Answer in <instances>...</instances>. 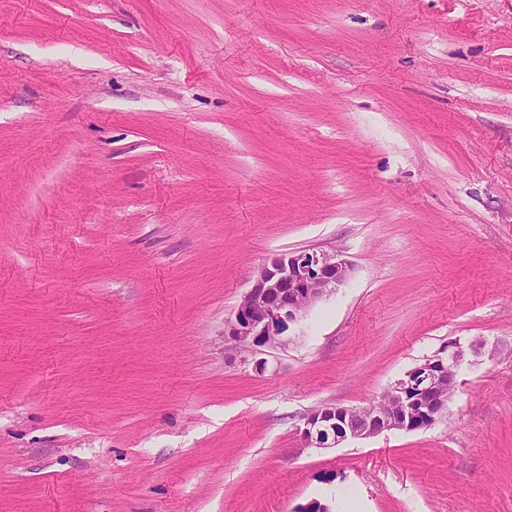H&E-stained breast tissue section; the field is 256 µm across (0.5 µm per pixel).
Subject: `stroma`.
<instances>
[{
    "label": "stroma",
    "mask_w": 512,
    "mask_h": 512,
    "mask_svg": "<svg viewBox=\"0 0 512 512\" xmlns=\"http://www.w3.org/2000/svg\"><path fill=\"white\" fill-rule=\"evenodd\" d=\"M455 341L434 426L304 445ZM314 499L512 512V0H0V512ZM349 263L337 254L294 250L275 254L257 270L224 334L238 342L278 345L326 293L348 278Z\"/></svg>",
    "instance_id": "1"
}]
</instances>
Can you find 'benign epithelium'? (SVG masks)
I'll return each instance as SVG.
<instances>
[{
    "label": "benign epithelium",
    "instance_id": "benign-epithelium-1",
    "mask_svg": "<svg viewBox=\"0 0 512 512\" xmlns=\"http://www.w3.org/2000/svg\"><path fill=\"white\" fill-rule=\"evenodd\" d=\"M349 263L337 254L294 250L275 254L257 270L224 335L254 345H278L283 333L304 317L326 293L348 278ZM464 359L459 343L409 371L384 394L387 402L360 412L353 407L324 406L312 411L300 428L304 444L333 448L348 438H368L391 430L431 428L448 406L456 370Z\"/></svg>",
    "mask_w": 512,
    "mask_h": 512
}]
</instances>
